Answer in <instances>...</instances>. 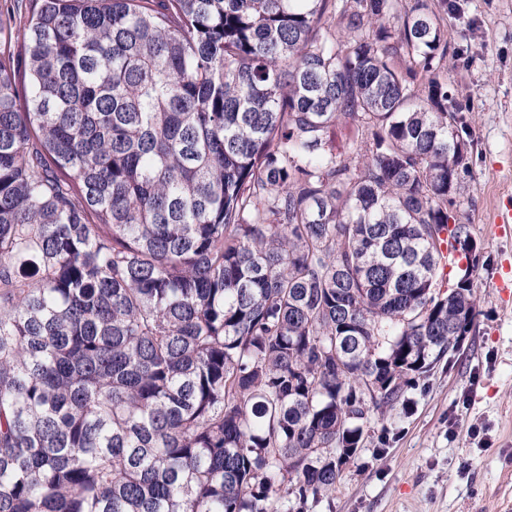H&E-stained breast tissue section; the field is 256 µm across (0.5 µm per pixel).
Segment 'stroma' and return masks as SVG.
<instances>
[{
	"instance_id": "35a3bbf8",
	"label": "stroma",
	"mask_w": 512,
	"mask_h": 512,
	"mask_svg": "<svg viewBox=\"0 0 512 512\" xmlns=\"http://www.w3.org/2000/svg\"><path fill=\"white\" fill-rule=\"evenodd\" d=\"M460 4L464 15L448 30L462 57L448 89L472 117L461 210L482 254L474 274L479 315L453 370L413 393L387 452L366 445L309 512H512V296L492 286L512 265V235L492 229L496 215L512 209V0ZM473 425L484 427V439L469 437Z\"/></svg>"
}]
</instances>
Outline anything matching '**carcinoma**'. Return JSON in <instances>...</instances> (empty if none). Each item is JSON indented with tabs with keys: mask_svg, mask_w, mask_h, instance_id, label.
Wrapping results in <instances>:
<instances>
[{
	"mask_svg": "<svg viewBox=\"0 0 512 512\" xmlns=\"http://www.w3.org/2000/svg\"><path fill=\"white\" fill-rule=\"evenodd\" d=\"M449 55L448 0L0 4V512H306L389 447L479 315Z\"/></svg>",
	"mask_w": 512,
	"mask_h": 512,
	"instance_id": "carcinoma-1",
	"label": "carcinoma"
}]
</instances>
